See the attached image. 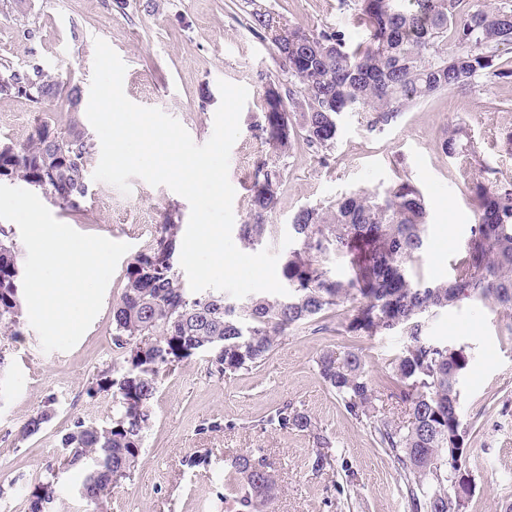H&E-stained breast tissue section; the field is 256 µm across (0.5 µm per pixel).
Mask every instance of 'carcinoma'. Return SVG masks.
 <instances>
[{
    "mask_svg": "<svg viewBox=\"0 0 512 512\" xmlns=\"http://www.w3.org/2000/svg\"><path fill=\"white\" fill-rule=\"evenodd\" d=\"M343 0L350 24L362 32L352 39L345 27L310 30L246 0L249 28L277 50L287 80L253 128L272 150V159L255 169L252 209L239 225L240 240L262 243L271 233L268 214L283 183L280 158L291 147L288 114L298 116L303 145L325 161L335 147L341 115L352 113L370 132H383L407 110L439 91L512 82V68L500 63L512 51V0ZM44 112L64 96H82L55 74L40 81ZM72 119L42 124L19 144L0 148V180H19L59 196L77 209L87 196L93 155L87 136H73ZM450 158L468 159L473 141L455 124L440 143ZM461 176L476 203V223L448 281H413L407 263L424 250L428 212L421 193L401 181L383 190L351 191L325 206L300 210L289 225L299 248L285 255L281 275L288 294L264 293L245 303L221 294H197L184 287L174 268L179 225L161 224L156 247L138 257L127 273L120 301L112 310V344L123 354L117 377L98 383L113 389L115 413L108 425L78 420L62 438L59 460L28 494V512H42L53 501L60 475L85 470L79 496L102 507L121 481L134 474L140 459L149 402L163 367L198 351H211L214 372L224 377L259 366L288 330L318 314L348 309L344 331L354 336L401 333L406 345L397 356L384 392L402 405V416H377L380 400L365 364L353 346L325 350L316 360L320 379L340 400L346 414L366 423L378 446L393 461L406 489L410 512H465L471 485L459 480L468 430L460 413L459 381L469 365L463 346L442 344L424 334L426 318L461 298L488 302L512 318V182L487 186ZM333 255L349 274L338 278L325 266ZM18 266L14 245L0 239V334H20ZM44 410L19 431L20 439L49 422ZM267 421L281 429L305 431L324 465L332 443L311 418L292 404L277 408ZM231 469L243 484L237 512H269L278 492L266 459L239 454Z\"/></svg>",
    "mask_w": 512,
    "mask_h": 512,
    "instance_id": "1",
    "label": "carcinoma"
}]
</instances>
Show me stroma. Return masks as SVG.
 Returning a JSON list of instances; mask_svg holds the SVG:
<instances>
[{"label":"stroma","mask_w":512,"mask_h":512,"mask_svg":"<svg viewBox=\"0 0 512 512\" xmlns=\"http://www.w3.org/2000/svg\"><path fill=\"white\" fill-rule=\"evenodd\" d=\"M262 4L309 29L349 23L341 0ZM247 19L244 0H31L24 16L12 12L10 0H0V65L36 62L86 92L94 41L103 39L126 66V96L176 118L199 145L213 132L219 81L247 87L229 164L239 225L251 209V173L270 153L252 125L264 110L268 86L281 74L275 48L249 30ZM38 115L27 99L0 95V144L23 142ZM457 123L469 126L474 138L472 177L512 182V82L435 93L380 135L346 114L326 163L298 140L287 151L285 182L269 215L274 231L263 248L281 257L296 249L288 226L303 208L407 179L423 195L430 223L427 246L410 273L446 281L475 222L459 163L440 147L448 126ZM130 187L127 194L111 191L112 205L103 208L96 199L108 185L91 181L77 213L48 193L39 195L58 221L84 234L128 243L129 249L109 282L100 313L70 351L44 352L26 319L20 336L0 335L6 347L0 363V512H28L27 490L45 476L75 421L104 425L112 420V394L95 390L94 384L101 371L119 361L112 346V308L123 292L126 271L155 245L164 218L184 228L190 216L187 200L166 186L134 177ZM345 316L341 310L290 330L249 371L211 374L209 351L161 370L138 467L131 479L113 488L107 512H236L225 497L224 481L230 459L245 453L266 457L278 476L272 512H408L392 461L367 425L346 416L315 364L322 351L354 345L379 386L403 339H349L338 330ZM511 322L475 299L461 300L426 320L433 341L466 346L471 355L459 385L461 418L469 431L466 468L473 483L466 512H512ZM286 403L307 413L331 437L333 460L324 469L313 467L316 450L307 433L266 424V417ZM47 408L51 420L38 433L19 439L29 417ZM200 456L207 457V464L189 466V459Z\"/></svg>","instance_id":"stroma-1"}]
</instances>
